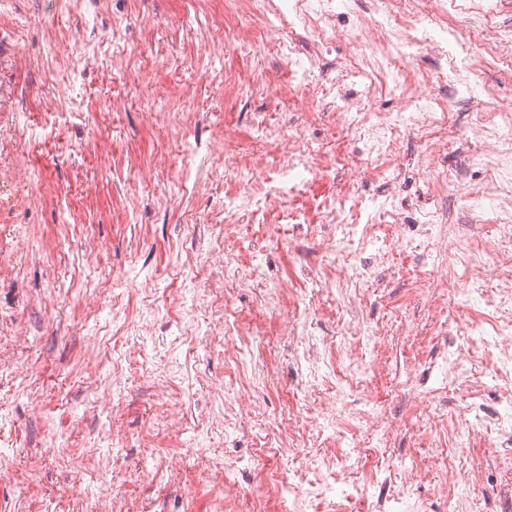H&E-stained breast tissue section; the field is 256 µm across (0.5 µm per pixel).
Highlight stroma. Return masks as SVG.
Here are the masks:
<instances>
[{"instance_id": "stroma-1", "label": "stroma", "mask_w": 512, "mask_h": 512, "mask_svg": "<svg viewBox=\"0 0 512 512\" xmlns=\"http://www.w3.org/2000/svg\"><path fill=\"white\" fill-rule=\"evenodd\" d=\"M224 0H110L107 14L88 15L98 41L91 50L99 58L95 68H74L57 75L56 90L68 106L58 113L39 109L40 85L33 75L12 66L0 67V81L25 85L28 90L26 127L19 148L29 159L31 178L0 195V248L24 252L17 278H0V315L16 319L30 342L18 353L26 371L23 379H0V425L6 441L0 446V467L13 470L15 482L0 488V512H72L102 494L115 492L128 499L153 502L157 512H207L209 493L199 485L200 469L215 462L252 453L248 442L225 444L214 437L205 454L192 453L193 429L174 432L161 427L143 384L141 366H134L122 390L125 410L114 417L105 402L112 394L111 362L100 366L101 385L88 390L84 368L72 351L85 330L71 314L78 303L123 278L131 304L151 294L160 310L161 336L145 339L147 356L169 354L186 369L173 388L176 405L190 407L197 374L224 381V351L214 347L187 351L164 303L170 292L188 288L180 276L184 261L180 225L218 224L224 217V196L237 188L233 180L208 175L195 194L182 198L178 177L182 164L169 131L148 121L141 108L112 111V93L137 81L153 109L190 110L198 115L197 137L209 141L219 130L218 120L237 123L242 152L256 149L244 111L270 112L286 120L295 109L279 95L263 89L266 76L285 80L288 67L273 47L261 58L241 57L236 49L238 30L228 31L223 54L191 43L188 32L198 22L218 13ZM70 0H0V27L14 31L12 53L49 59L66 56L70 48L43 39L45 26H66ZM131 60L126 75L104 79L113 51ZM221 68L249 80L252 90L245 106L218 104V91L209 86L205 71ZM109 145L108 156L91 149L93 141ZM420 271L406 265L401 276L384 281L379 290L401 307L419 335H429L431 311L408 286ZM51 296L53 313L31 308L29 296ZM391 366L369 376L374 400L394 407L395 368L411 355L395 326L383 332ZM43 390L40 406H31V387ZM127 432L128 442L119 460L106 472L83 471L79 457L94 451L111 453L94 433L107 424ZM151 434L153 444L142 448L138 439ZM426 438L418 420L399 423L383 462L396 466L419 455ZM184 453L187 466L179 478L157 474V460ZM42 459L38 470L30 456Z\"/></svg>"}]
</instances>
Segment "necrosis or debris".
Wrapping results in <instances>:
<instances>
[{"instance_id":"obj_1","label":"necrosis or debris","mask_w":512,"mask_h":512,"mask_svg":"<svg viewBox=\"0 0 512 512\" xmlns=\"http://www.w3.org/2000/svg\"><path fill=\"white\" fill-rule=\"evenodd\" d=\"M373 2L364 14L352 0H228L225 21L274 34L291 79L290 87L277 92L293 90L297 100L327 111L330 122L323 135L254 112L252 136L264 149L243 156L233 131L204 145L192 137L193 113L150 114L167 127L186 167L200 165L216 174L224 160H233L240 186L224 199L223 224L183 225V246L205 278L165 301L177 310L179 331L195 348L224 350V407L200 409L203 432L197 447H208L212 435L220 434L228 442L248 440L255 450L245 465L231 462L202 472L210 489L209 512L236 505L252 473L267 470L268 459L275 457L291 459L293 465L267 470L266 490L254 500L252 512H268L271 498L289 502V512H433L431 504L413 497L412 487L432 470L439 448L403 465L398 480L378 462L395 431L369 394L370 372L388 364L379 323L365 312L373 277L366 259L370 251L383 261L394 253L405 256L447 277L442 291L422 282L418 296L425 303L440 297L477 311L465 336L449 335L446 326H439L428 362L406 363L398 384L399 411L409 419L446 422L457 439L446 453L437 493L448 512H512L511 482L478 500L474 490L484 470L458 466L468 448L491 436L504 450L493 469L512 468V104L500 103L496 89L487 86L483 93L492 108L476 111L468 88L472 76L489 65L507 64L512 79V27L498 23L495 0H470L465 7L469 39L460 45L464 65L451 72L443 61L456 0ZM342 14L350 21L344 31L336 26ZM44 38L69 44L71 56L53 66L34 56L13 55L9 61L41 78V108L58 112L63 102L54 77L89 64L81 53L86 36L75 28L50 27ZM339 40L348 44L349 53L339 65H327L324 54ZM304 42L310 53L301 52ZM418 55L442 65L435 71H407L405 61ZM379 93L390 97L391 111L369 107ZM459 131L493 156L486 180H473V160L447 163L448 143ZM411 138L419 141L420 152L408 151ZM360 158L378 185L368 197L350 190ZM324 170L337 177L335 193L310 206L299 202V191ZM408 180L423 182L436 199L453 190L461 219L449 220L447 211L435 205L407 220L397 190ZM276 193L287 196V208L269 209ZM475 215L492 216L487 237L476 236ZM282 242L293 250L289 279L278 275L274 261ZM247 288L255 296L254 312L241 317L231 306ZM270 324L272 334L288 345V361L299 372L290 389L302 401L300 411L271 427L260 422L266 413L261 395L238 386L248 370L260 371L267 383L278 380V367L255 355L267 342ZM181 371L179 362L163 359L147 379L158 419L169 430L185 425L184 413L171 403ZM447 388L462 397V405L442 397ZM300 455L306 462L298 466L294 460ZM369 459L377 466L361 476L360 463Z\"/></svg>"}]
</instances>
